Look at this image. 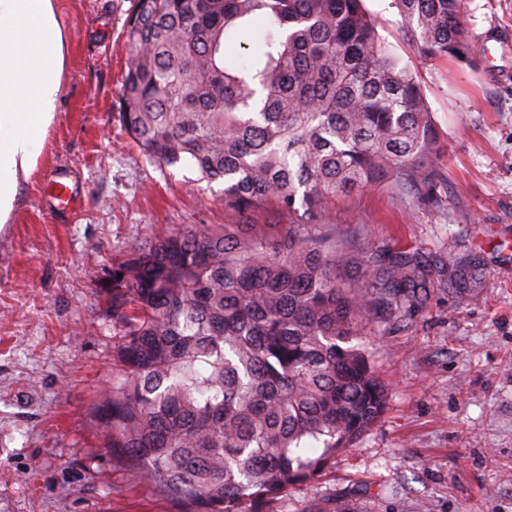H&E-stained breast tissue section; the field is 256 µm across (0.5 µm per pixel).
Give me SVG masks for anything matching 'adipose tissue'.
Returning <instances> with one entry per match:
<instances>
[{
    "instance_id": "ef3b65f1",
    "label": "adipose tissue",
    "mask_w": 512,
    "mask_h": 512,
    "mask_svg": "<svg viewBox=\"0 0 512 512\" xmlns=\"http://www.w3.org/2000/svg\"><path fill=\"white\" fill-rule=\"evenodd\" d=\"M66 51L56 0H0V226L57 118Z\"/></svg>"
}]
</instances>
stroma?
I'll list each match as a JSON object with an SVG mask.
<instances>
[{
    "mask_svg": "<svg viewBox=\"0 0 512 512\" xmlns=\"http://www.w3.org/2000/svg\"><path fill=\"white\" fill-rule=\"evenodd\" d=\"M68 36L43 158L0 228V512H177L100 445L89 407L119 371L105 273L138 242L238 224L224 185L160 170L122 120L134 0H56ZM423 88L440 137L433 208L381 187L338 198L326 222L428 269L474 267L477 287L432 282L368 330L384 416L318 479L267 512H512V0H464V49L421 60L390 0H364ZM68 188L58 200L54 182Z\"/></svg>",
    "mask_w": 512,
    "mask_h": 512,
    "instance_id": "35a3bbf8",
    "label": "stroma"
}]
</instances>
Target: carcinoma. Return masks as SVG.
<instances>
[{
	"label": "carcinoma",
	"mask_w": 512,
	"mask_h": 512,
	"mask_svg": "<svg viewBox=\"0 0 512 512\" xmlns=\"http://www.w3.org/2000/svg\"><path fill=\"white\" fill-rule=\"evenodd\" d=\"M391 5L422 60L460 53L463 0ZM258 23L257 47L239 43L228 63ZM377 25L363 0H135L122 120L144 156L224 183L243 216L271 205L288 218L172 227L112 264L121 374L89 415L102 447L179 512H264L386 410L365 331L426 274L370 239L336 245L325 217L379 186L441 206L440 145Z\"/></svg>",
	"instance_id": "1"
}]
</instances>
